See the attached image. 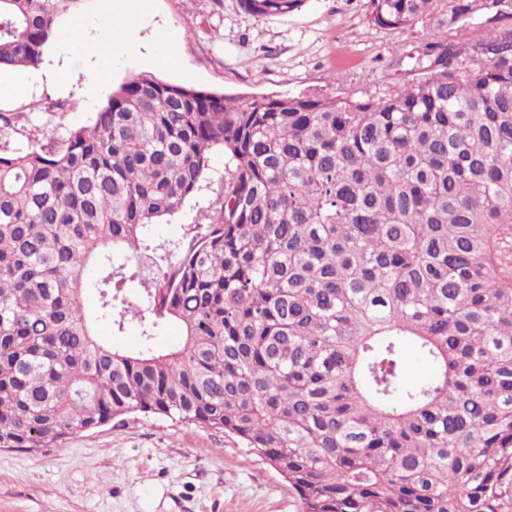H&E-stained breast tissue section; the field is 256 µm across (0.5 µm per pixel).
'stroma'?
<instances>
[{
  "label": "stroma",
  "instance_id": "obj_1",
  "mask_svg": "<svg viewBox=\"0 0 512 512\" xmlns=\"http://www.w3.org/2000/svg\"><path fill=\"white\" fill-rule=\"evenodd\" d=\"M133 34L118 41L97 85L83 44L57 21L47 59L64 58L66 88L44 82L0 95V112L24 130L0 128V146L25 149L88 125L113 87L143 72L248 100L381 92L409 81L403 58L435 34L448 0L409 25L381 28L368 0H305L285 17L247 14L239 0H121ZM0 512H303L298 494L236 437L187 422L126 417L44 448H0Z\"/></svg>",
  "mask_w": 512,
  "mask_h": 512
}]
</instances>
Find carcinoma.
Returning a JSON list of instances; mask_svg holds the SVG:
<instances>
[{
	"label": "carcinoma",
	"mask_w": 512,
	"mask_h": 512,
	"mask_svg": "<svg viewBox=\"0 0 512 512\" xmlns=\"http://www.w3.org/2000/svg\"><path fill=\"white\" fill-rule=\"evenodd\" d=\"M78 2L0 0V65L38 66ZM431 5L368 0L383 28ZM477 11L512 0L439 25ZM407 66L382 93L241 104L141 73L92 125L0 150V448L140 413L238 437L305 512H512V29ZM215 150L208 206L157 242ZM132 321L136 350L95 333Z\"/></svg>",
	"instance_id": "cac0c4a2"
}]
</instances>
